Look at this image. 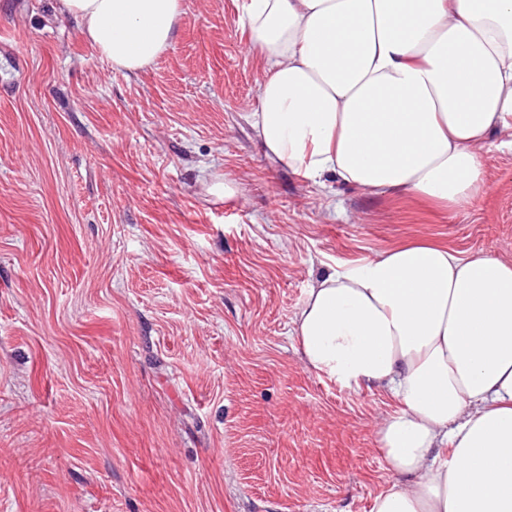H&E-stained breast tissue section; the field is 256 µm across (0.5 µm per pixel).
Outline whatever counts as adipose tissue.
<instances>
[{
    "label": "adipose tissue",
    "mask_w": 512,
    "mask_h": 512,
    "mask_svg": "<svg viewBox=\"0 0 512 512\" xmlns=\"http://www.w3.org/2000/svg\"><path fill=\"white\" fill-rule=\"evenodd\" d=\"M183 0H58L113 68L169 49ZM265 64L253 127L303 181L460 208L512 130V0H242ZM289 334L308 366L398 402L373 512H512V260L415 241L311 285Z\"/></svg>",
    "instance_id": "1"
}]
</instances>
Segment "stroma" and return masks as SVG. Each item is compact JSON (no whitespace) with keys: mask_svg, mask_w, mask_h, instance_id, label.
<instances>
[{"mask_svg":"<svg viewBox=\"0 0 512 512\" xmlns=\"http://www.w3.org/2000/svg\"><path fill=\"white\" fill-rule=\"evenodd\" d=\"M240 2L183 0L129 73L57 0H0V512H372L398 403L309 369L290 320L408 241L512 258V152L457 211L267 157Z\"/></svg>","mask_w":512,"mask_h":512,"instance_id":"1","label":"stroma"}]
</instances>
